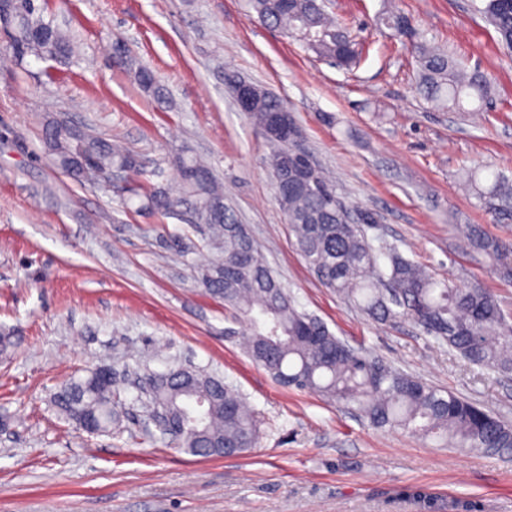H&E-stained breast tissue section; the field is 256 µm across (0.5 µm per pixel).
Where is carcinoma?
<instances>
[{
    "label": "carcinoma",
    "mask_w": 512,
    "mask_h": 512,
    "mask_svg": "<svg viewBox=\"0 0 512 512\" xmlns=\"http://www.w3.org/2000/svg\"><path fill=\"white\" fill-rule=\"evenodd\" d=\"M251 5L259 20L283 29L319 57L344 67L356 64L359 43L327 13L323 0H251ZM482 12L500 41L512 49V0H485ZM0 13L12 20L6 35L15 59L33 55L62 62L73 56V42L45 20L42 5L20 14L6 0ZM382 21L415 53L420 66L417 90L427 102L462 110L468 102L486 101L490 83L484 74L461 72L447 51L422 39L407 16L390 12ZM136 78L146 93L164 99L150 70L138 69ZM257 93L249 116L263 129L285 101L261 88ZM45 135L61 167L81 180L135 169L137 158L130 150L88 128L52 121ZM299 148L291 136L286 142L272 141L268 163L272 173L288 174V186L275 188L276 199L297 250L317 277L378 323L408 318L474 364L512 372V323L496 295L478 283L441 280L394 244L373 245L322 171L299 160ZM175 164L179 194L139 183L125 189V201L136 198L141 208L163 213L191 210L193 223L204 227L209 248L197 264L200 283L249 328V355L259 366L285 386L318 392L355 411L376 429H402L488 455L512 450L511 422L350 347L316 316L298 309L248 229L224 203L223 186L212 169L187 154L178 155ZM466 182L493 217L512 219V179L498 172L483 178L476 169L468 172ZM456 229L501 279L512 282L511 241L490 237L477 224H458ZM190 399L206 403L205 421L191 416L186 407ZM152 400L184 421L186 430L172 440L193 456L241 454L258 441L257 415L218 377L184 368L159 374L152 383ZM53 403L68 421L94 433L108 432L120 421L112 385L91 374L61 386Z\"/></svg>",
    "instance_id": "obj_1"
}]
</instances>
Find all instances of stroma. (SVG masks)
<instances>
[{
    "mask_svg": "<svg viewBox=\"0 0 512 512\" xmlns=\"http://www.w3.org/2000/svg\"><path fill=\"white\" fill-rule=\"evenodd\" d=\"M480 0H328L363 46L345 70L248 0H45L79 47L69 62L0 60V327L20 343L0 360V512H512V451L467 455L401 429L377 430L321 394L277 383L248 354L250 333L196 280V225L136 211L61 168L44 126L63 118L138 154L150 186L175 191L189 151L224 185L268 265L341 340L512 422V374L472 364L411 320L375 322L325 287L300 256L275 196L269 147L224 84L236 73L284 97L303 144L338 195L373 213L368 237L451 282L480 283L512 314V284L459 247L477 224L512 240L466 189L477 164L512 173V51ZM410 17L459 69L491 80L489 102L458 112L417 92L415 62L381 23ZM123 40L131 65L112 59ZM150 69L156 101L134 77ZM191 251L176 258L173 239ZM105 365L121 430L91 436L52 404L71 376ZM184 366L219 377L254 409L260 438L201 459L149 422L146 376Z\"/></svg>",
    "mask_w": 512,
    "mask_h": 512,
    "instance_id": "stroma-1",
    "label": "stroma"
}]
</instances>
